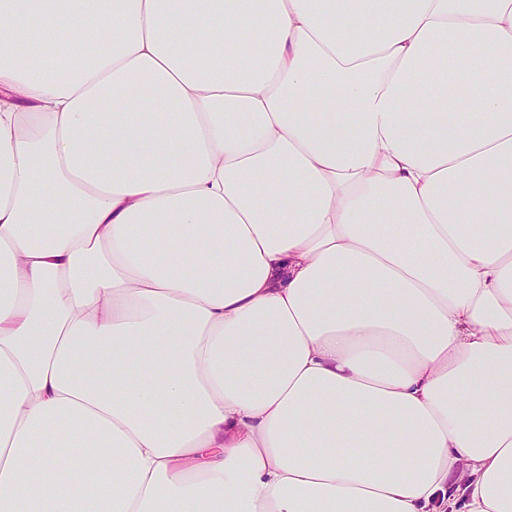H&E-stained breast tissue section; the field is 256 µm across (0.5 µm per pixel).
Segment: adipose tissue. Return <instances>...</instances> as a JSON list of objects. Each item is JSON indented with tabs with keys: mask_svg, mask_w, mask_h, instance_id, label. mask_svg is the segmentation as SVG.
<instances>
[{
	"mask_svg": "<svg viewBox=\"0 0 512 512\" xmlns=\"http://www.w3.org/2000/svg\"><path fill=\"white\" fill-rule=\"evenodd\" d=\"M0 512H512V0H0Z\"/></svg>",
	"mask_w": 512,
	"mask_h": 512,
	"instance_id": "ef3b65f1",
	"label": "adipose tissue"
}]
</instances>
